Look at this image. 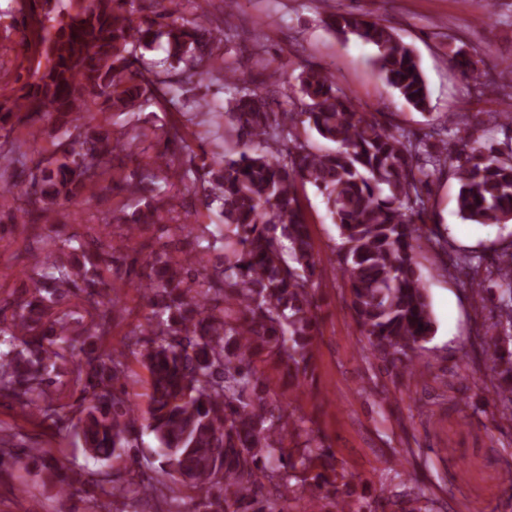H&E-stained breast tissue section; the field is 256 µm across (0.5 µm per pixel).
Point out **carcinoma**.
Listing matches in <instances>:
<instances>
[{"label": "carcinoma", "mask_w": 512, "mask_h": 512, "mask_svg": "<svg viewBox=\"0 0 512 512\" xmlns=\"http://www.w3.org/2000/svg\"><path fill=\"white\" fill-rule=\"evenodd\" d=\"M162 2L78 0L76 12L61 13L52 0H25L22 44L43 61L28 70L19 92L0 94V168L12 171V182L0 186V219L52 224L57 206L130 156L121 139L93 136L98 100L161 104L213 72L222 39L206 15L178 21L173 14L186 0H170V10L156 19L139 16L144 4ZM322 23L343 41L372 45L385 82L409 105L426 108L428 89L414 50L389 27L353 10L326 11ZM162 38L168 57L144 66V52ZM448 51L478 95L491 91L487 74L462 48L450 40ZM296 80V95L267 91L258 80L236 85L222 123L205 111L207 104L183 100L186 122L215 125L231 149L207 142L194 149L177 125L160 137L143 129L141 137L155 140V155L116 189L148 195L144 208L93 237V252L77 235L40 236L29 261L36 294L0 305V397L56 436L68 423L42 405L45 386L66 359L71 300L86 305L89 350L77 368L75 435L85 453L109 461L139 447L148 431L163 472L161 478L132 468L107 472L91 481L101 496L147 499L149 512H172L176 493L185 491L192 512H245L247 505L269 512L268 495L283 487L312 504L352 495V480L331 446L308 420L277 403L255 365L264 357L290 390L313 365L320 260L301 188L318 190L339 229L336 261L362 351L405 371L435 334L417 262L431 177L445 171L458 182L463 220H512V136L503 148H486L448 120L418 137L360 110L323 67L304 64ZM30 121L52 125L55 156L34 160L11 138ZM314 136L336 148L313 146ZM161 179L182 187L184 205L218 209L220 223L198 225L193 254L181 248L188 225L164 223L175 204L161 193ZM151 225L165 241L144 257L106 243L115 227L130 238ZM434 238L453 268L469 266L471 258L448 253V240ZM218 249L224 261L203 263ZM488 275L500 305L486 329L491 383L512 401V257ZM127 284L141 293L147 328L110 347L112 296ZM128 349L140 353L149 373L146 418L123 383ZM51 454L50 448L15 451L0 437V470Z\"/></svg>", "instance_id": "cac0c4a2"}]
</instances>
